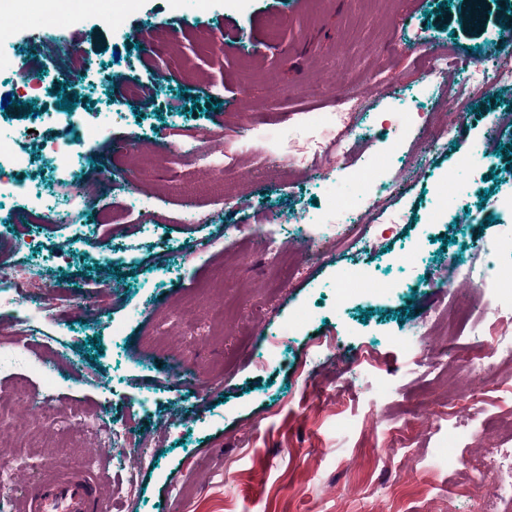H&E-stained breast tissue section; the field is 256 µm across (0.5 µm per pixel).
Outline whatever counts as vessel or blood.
Wrapping results in <instances>:
<instances>
[{
	"label": "vessel or blood",
	"instance_id": "b4317fda",
	"mask_svg": "<svg viewBox=\"0 0 512 512\" xmlns=\"http://www.w3.org/2000/svg\"><path fill=\"white\" fill-rule=\"evenodd\" d=\"M102 483V471L73 472L66 464H57L44 480L27 489L18 512H111Z\"/></svg>",
	"mask_w": 512,
	"mask_h": 512
}]
</instances>
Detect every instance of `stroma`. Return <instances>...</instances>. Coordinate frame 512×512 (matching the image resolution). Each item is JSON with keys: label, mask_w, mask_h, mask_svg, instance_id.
I'll return each mask as SVG.
<instances>
[{"label": "stroma", "mask_w": 512, "mask_h": 512, "mask_svg": "<svg viewBox=\"0 0 512 512\" xmlns=\"http://www.w3.org/2000/svg\"><path fill=\"white\" fill-rule=\"evenodd\" d=\"M468 2L135 0L114 25L88 12L67 31L93 60L69 68L70 112L48 76L53 36L35 21L0 34V98L13 99L0 135L31 156L0 177V252L26 266L42 297L28 306L0 293V459L23 474L10 502L54 462L87 465L100 424L128 422L148 459L131 493L105 484L112 512H478L482 476L458 496L449 463L512 422V369L453 388L442 352H485L505 313L463 275L482 268L484 242L512 262V210L500 204L512 196V86L493 96L465 71L434 78L421 62L428 50L500 56L499 25L467 24ZM213 36L223 43L210 51ZM20 58L42 81L31 103L12 77ZM340 79L361 96L344 156L328 146L303 169L278 162L267 179L243 142L279 150L307 113L335 111ZM235 97L248 109L227 107ZM382 113L392 125L378 123ZM203 129L234 159L223 179L203 178L184 150ZM428 131L448 138L431 156ZM130 138L153 152L120 149ZM40 140L70 144L82 165L38 151ZM369 165L376 206L405 218L397 234L325 239L324 259L293 278L272 267L248 224L264 215L284 251L309 255L312 233L336 221L332 198L354 194ZM92 172L110 179L90 205L68 183ZM451 182L459 195L443 196ZM44 201L55 222L43 221ZM357 262L389 289L337 308L336 286ZM445 283L481 315L455 337L421 335L452 303ZM60 289L75 298L63 313L51 308ZM259 321L255 337L243 335ZM26 322L40 339L16 340ZM32 359L57 380L52 425L33 419ZM204 364L224 368L214 387L198 382ZM453 414L468 421L459 439L448 435ZM398 431L407 447L392 448ZM348 485L357 495L338 496Z\"/></svg>", "instance_id": "1"}]
</instances>
